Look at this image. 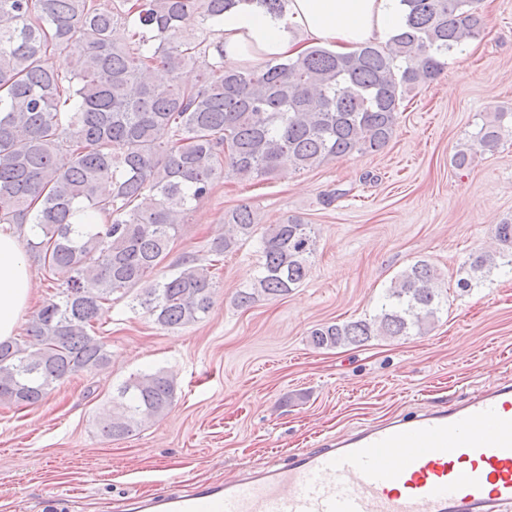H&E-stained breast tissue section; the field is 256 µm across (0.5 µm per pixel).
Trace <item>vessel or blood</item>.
<instances>
[{"mask_svg":"<svg viewBox=\"0 0 512 512\" xmlns=\"http://www.w3.org/2000/svg\"><path fill=\"white\" fill-rule=\"evenodd\" d=\"M495 421L485 435L477 420ZM512 505V380L464 404L301 448L285 463L190 491L131 499L129 512H500Z\"/></svg>","mask_w":512,"mask_h":512,"instance_id":"obj_1","label":"vessel or blood"}]
</instances>
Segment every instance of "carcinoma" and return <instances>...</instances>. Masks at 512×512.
<instances>
[{"mask_svg":"<svg viewBox=\"0 0 512 512\" xmlns=\"http://www.w3.org/2000/svg\"><path fill=\"white\" fill-rule=\"evenodd\" d=\"M241 0H0V224L36 228L30 248L61 291L45 299L26 334L0 342V403L40 404L61 381L95 372L109 352L95 334L116 293L164 329L206 317L213 267L257 231L256 212L224 213L214 261L185 256L165 271L191 206L221 178L308 170L392 139L405 97L437 77L448 53L480 36V0H402L405 26L385 44L342 54L311 46L295 58L226 69L224 43L183 29L191 13L208 30ZM200 68L196 83L180 75ZM164 131L167 138L158 137ZM512 136V113L482 119L453 156L464 170L476 149ZM495 247L469 256L465 292L504 260L512 266V221ZM297 216L264 229L262 272L238 293L244 308L302 285L316 251ZM448 303L442 274L418 260L388 288L371 318L320 324L316 349L363 345L378 336L425 333ZM164 370L130 377L98 417L110 439L131 435L174 404Z\"/></svg>","mask_w":512,"mask_h":512,"instance_id":"obj_1","label":"carcinoma"}]
</instances>
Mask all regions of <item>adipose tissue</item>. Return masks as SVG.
Instances as JSON below:
<instances>
[{"label": "adipose tissue", "mask_w": 512, "mask_h": 512, "mask_svg": "<svg viewBox=\"0 0 512 512\" xmlns=\"http://www.w3.org/2000/svg\"><path fill=\"white\" fill-rule=\"evenodd\" d=\"M401 0H288L284 14L269 13L257 0L225 12L219 25L225 67L272 57L296 56L312 40L349 53L367 42L382 43L404 25ZM33 281L12 225H0V341L12 338L27 310Z\"/></svg>", "instance_id": "ef3b65f1"}]
</instances>
